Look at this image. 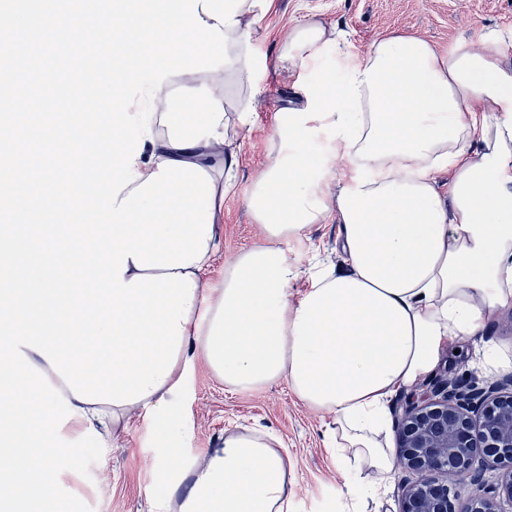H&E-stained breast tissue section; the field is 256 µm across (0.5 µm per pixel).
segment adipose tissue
Masks as SVG:
<instances>
[{
	"mask_svg": "<svg viewBox=\"0 0 512 512\" xmlns=\"http://www.w3.org/2000/svg\"><path fill=\"white\" fill-rule=\"evenodd\" d=\"M270 0H200L198 13L228 37V71L254 88L256 51L244 17ZM480 45L442 48L390 35L350 56L336 27L291 30L277 55L296 95L276 114L277 152L247 206L266 245L240 251L219 287L205 275L220 249L211 238L190 270L196 283L177 363L139 402L73 400V425L99 447L118 442L137 411H156L205 364L231 390L286 381L306 407L331 414L329 445L346 476L340 512H353L363 483L379 490L395 469L391 403L433 373L460 336L481 335L490 313L512 305V54L498 30ZM346 61L341 83L310 79L327 47ZM166 130L134 170L175 160L213 179V216L238 166L225 147L224 100L214 87L174 102ZM355 173L327 195L335 159ZM452 177L440 191L437 176ZM333 217L340 266L298 277L282 245ZM179 512H289L294 467L261 429L225 435L193 470Z\"/></svg>",
	"mask_w": 512,
	"mask_h": 512,
	"instance_id": "ef3b65f1",
	"label": "adipose tissue"
}]
</instances>
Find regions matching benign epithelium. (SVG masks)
Listing matches in <instances>:
<instances>
[{
    "label": "benign epithelium",
    "instance_id": "benign-epithelium-1",
    "mask_svg": "<svg viewBox=\"0 0 512 512\" xmlns=\"http://www.w3.org/2000/svg\"><path fill=\"white\" fill-rule=\"evenodd\" d=\"M497 387L443 378L421 402L403 409L395 430L397 465L416 475L396 512H457L468 485L493 470L500 480L491 494L469 498V512H499L497 497L512 501V395ZM452 473L454 484L438 475Z\"/></svg>",
    "mask_w": 512,
    "mask_h": 512
}]
</instances>
